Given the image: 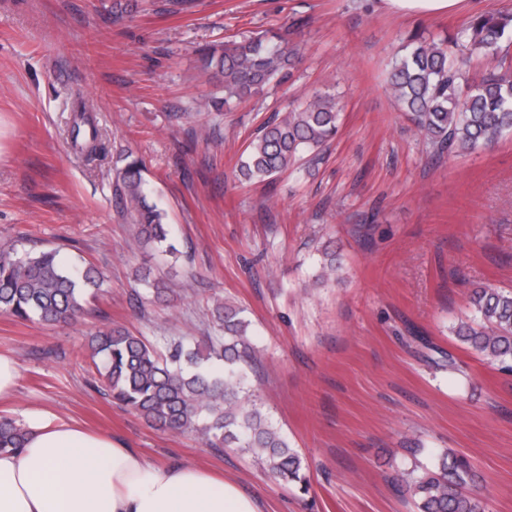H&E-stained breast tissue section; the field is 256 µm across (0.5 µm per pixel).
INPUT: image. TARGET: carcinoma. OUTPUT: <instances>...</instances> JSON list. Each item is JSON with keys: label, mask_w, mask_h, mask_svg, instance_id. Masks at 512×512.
<instances>
[{"label": "carcinoma", "mask_w": 512, "mask_h": 512, "mask_svg": "<svg viewBox=\"0 0 512 512\" xmlns=\"http://www.w3.org/2000/svg\"><path fill=\"white\" fill-rule=\"evenodd\" d=\"M512 14H479L453 37L415 36L392 63L388 88L414 125L417 135L438 154L473 153L512 132V44L506 37ZM200 70L224 96L210 97L205 108L216 112L233 102L263 92L274 80L288 77L296 50L288 34L263 33L243 40L196 49ZM500 57V69L472 83L468 73L478 55ZM342 105L334 93L317 92L287 112H277L245 148L238 176L269 181L294 168L308 154L319 155L336 138ZM71 142L92 155L99 131L87 103L74 105ZM116 199L134 224L130 247L151 248L177 256L168 225L147 200L141 159L121 157ZM177 273L155 276L135 271V281L164 301H175ZM105 276L92 264L66 266L56 249L37 250L28 241L0 242V312L20 320L71 323L87 312ZM471 303L475 320L462 322L455 336L512 374V290L478 286ZM211 315L218 332L202 342L171 341L164 348L140 333L113 327L88 336L89 357L108 395L147 423L188 434L206 447L238 448L252 454L269 475L283 483H306L303 462L288 439L262 414L240 375L255 359L249 339L250 321L239 306L215 299ZM224 362V372L205 364ZM27 429L17 419L0 415V450L23 447ZM479 480L467 456L446 452L433 468L396 476L416 498L418 512H485L470 487Z\"/></svg>", "instance_id": "carcinoma-1"}]
</instances>
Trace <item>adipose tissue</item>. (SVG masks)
Segmentation results:
<instances>
[{
  "label": "adipose tissue",
  "instance_id": "1",
  "mask_svg": "<svg viewBox=\"0 0 512 512\" xmlns=\"http://www.w3.org/2000/svg\"><path fill=\"white\" fill-rule=\"evenodd\" d=\"M25 426L24 448L0 452V512H263L233 480L153 463L50 411H26Z\"/></svg>",
  "mask_w": 512,
  "mask_h": 512
}]
</instances>
